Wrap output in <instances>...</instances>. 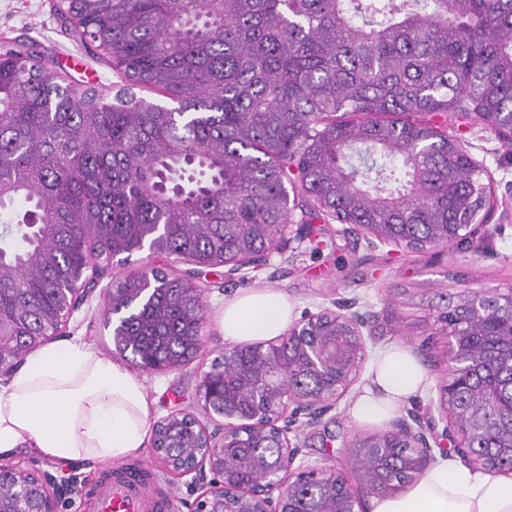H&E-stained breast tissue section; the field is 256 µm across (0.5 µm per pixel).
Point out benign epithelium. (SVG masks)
<instances>
[{"mask_svg":"<svg viewBox=\"0 0 512 512\" xmlns=\"http://www.w3.org/2000/svg\"><path fill=\"white\" fill-rule=\"evenodd\" d=\"M498 311L508 313L507 332L493 343L512 349V290L496 292ZM375 319L370 311L336 302V309L307 314L294 322L287 333L261 346L238 345L224 351V365L238 371L236 379H224L217 385L210 372L202 374L198 396L208 415L224 417V432H211L191 412L172 413L156 425L172 426L185 418L196 421L198 433L211 451L198 455L188 467H174L161 451H153L166 469L182 477L191 475L203 481L206 474L222 478V485H202L194 501L193 512H294L293 492L302 486L321 489L333 503L331 512H358L363 494L386 495L399 490L386 477L389 458L386 442L399 440L409 451L402 457V469L420 476L434 459V449L453 451L477 470L492 473L485 457L476 453L470 436L489 439L502 457L512 460V396H503L500 385L477 380L480 369L468 356L470 337L453 328L448 330V368L438 390L440 421L409 411L396 419L387 430L353 439L350 461L360 458L375 462L371 468H335L318 464L296 463L299 445L290 434L299 422L313 424L335 407L355 384L366 354L364 330ZM258 353L266 362V372L255 378L241 368L247 353ZM251 389L254 399L243 407L238 389ZM465 389L489 400L493 411H478L469 422L454 418L455 394ZM275 437L281 448L278 463L271 466L262 458L263 440ZM230 451L243 457L242 467L224 468V454ZM24 490L31 491L27 505L0 499V512H59L61 496L68 485L48 473L10 468ZM236 508H225L227 501Z\"/></svg>","mask_w":512,"mask_h":512,"instance_id":"1","label":"benign epithelium"}]
</instances>
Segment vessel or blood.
I'll use <instances>...</instances> for the list:
<instances>
[{"mask_svg": "<svg viewBox=\"0 0 512 512\" xmlns=\"http://www.w3.org/2000/svg\"><path fill=\"white\" fill-rule=\"evenodd\" d=\"M94 512H167L165 499L153 496L144 481L127 472L101 480L93 490Z\"/></svg>", "mask_w": 512, "mask_h": 512, "instance_id": "obj_1", "label": "vessel or blood"}]
</instances>
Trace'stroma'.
Wrapping results in <instances>:
<instances>
[{"label":"stroma","mask_w":512,"mask_h":512,"mask_svg":"<svg viewBox=\"0 0 512 512\" xmlns=\"http://www.w3.org/2000/svg\"><path fill=\"white\" fill-rule=\"evenodd\" d=\"M57 2L0 0V41L36 44L48 63L64 73L75 89L96 86L116 91L122 84L121 76L94 49L72 36L61 21ZM447 127L449 136L480 165L492 189V208L473 243L416 252L388 242H368L344 225L317 218L311 222L309 238L270 253L260 267L246 266L233 273L220 266L197 274L191 264L142 251L133 254L130 263L88 273L89 297L62 327L59 340L77 338L100 355L121 360L112 330L106 325L109 304L105 290L112 280L147 266L163 269L172 277H193L204 305V350L178 370L146 372L142 379L152 401L151 421L183 410L200 415L202 423L213 431L223 428L224 421L203 415L197 386L202 373L226 347L221 325L225 300L250 290L272 288L287 296L297 320L331 307L334 300H354L377 316L367 341L368 354L390 343H405L427 371L428 387L423 395L408 402V409L437 413V388L447 365V338L438 315L462 292L512 289V144L471 117L449 116ZM359 391V386H352L335 409L298 430L303 461L343 467L348 462L345 441L356 435L378 434V427L357 423L349 414L350 403ZM12 462L49 472L60 481L76 480V488L62 500L61 512H92L90 490L114 467L109 462L52 461L29 448L21 449ZM119 465L145 471L152 491L171 496L172 512H191L198 495L197 483L192 477L168 472L151 448L121 460Z\"/></svg>","instance_id":"stroma-1"}]
</instances>
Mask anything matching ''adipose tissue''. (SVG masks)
Wrapping results in <instances>:
<instances>
[{"mask_svg":"<svg viewBox=\"0 0 512 512\" xmlns=\"http://www.w3.org/2000/svg\"><path fill=\"white\" fill-rule=\"evenodd\" d=\"M292 311L277 290L248 291L225 301L224 339H274ZM426 385L427 372L410 347L387 346L373 360L350 414L358 423L382 425ZM149 413L143 380L123 363L76 339L47 345L27 354L0 385V458H12L26 445L61 462L122 460L144 448ZM371 512H512V482L440 456L404 493L376 496Z\"/></svg>","mask_w":512,"mask_h":512,"instance_id":"adipose-tissue-1","label":"adipose tissue"}]
</instances>
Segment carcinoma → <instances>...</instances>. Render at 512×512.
Returning <instances> with one entry per match:
<instances>
[{"label":"carcinoma","mask_w":512,"mask_h":512,"mask_svg":"<svg viewBox=\"0 0 512 512\" xmlns=\"http://www.w3.org/2000/svg\"><path fill=\"white\" fill-rule=\"evenodd\" d=\"M59 15L125 81L71 90L25 42L0 43V310L8 355L64 318L61 288L93 252L131 256L151 226L160 254L197 266L253 258L302 220L378 224L421 251L485 219L482 168L423 116L512 125V0H60ZM167 96V107L143 96ZM155 303L125 310L136 351L190 344L200 296L147 267ZM477 364L483 318L449 305Z\"/></svg>","instance_id":"obj_1"}]
</instances>
